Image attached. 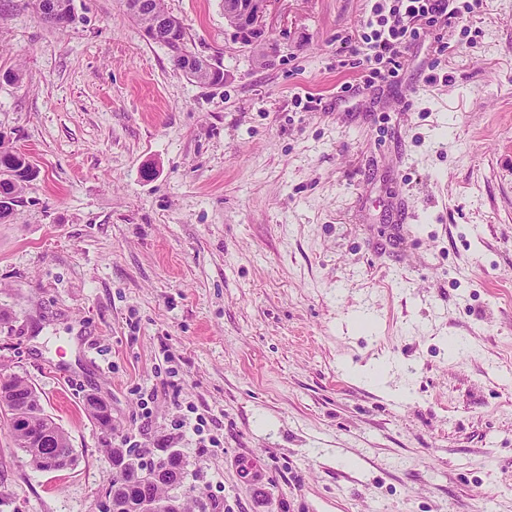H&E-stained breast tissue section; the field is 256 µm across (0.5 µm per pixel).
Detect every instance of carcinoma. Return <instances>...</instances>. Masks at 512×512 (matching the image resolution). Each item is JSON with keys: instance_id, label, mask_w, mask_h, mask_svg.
<instances>
[{"instance_id": "cac0c4a2", "label": "carcinoma", "mask_w": 512, "mask_h": 512, "mask_svg": "<svg viewBox=\"0 0 512 512\" xmlns=\"http://www.w3.org/2000/svg\"><path fill=\"white\" fill-rule=\"evenodd\" d=\"M52 7L55 21L52 25L64 27L73 21V0H34V7L42 20H47V7ZM127 9L135 19L147 30L161 19H172L173 15L164 11L161 0H126ZM177 38L181 39L176 45L164 38L158 42L169 48L174 65L182 70L188 60H198L200 56L193 52L186 39V30L177 26ZM190 78L204 85L224 83V73L221 66L212 63L198 65ZM36 175L35 167L27 162V157L21 153H14L11 160L0 159V219L8 216L11 210L14 195L24 189L26 183L33 180ZM13 387L26 399L22 411H17L12 404L0 405V415L10 424L17 448L28 457L31 465L38 471H43L45 456L53 455L73 466L76 463L74 449L70 445L68 435L44 413L41 397L37 390L18 377H12ZM49 435V443L38 446L31 437L42 432ZM113 465L116 467L112 485H121L118 495L124 502H134L143 498L166 499L171 492L181 490L183 512H207V503L192 496L194 485L192 474L185 471L186 463L178 452L168 451L166 455L158 458L159 467L166 469L167 477L157 481L144 483L134 478V458L128 450L120 447L111 449Z\"/></svg>"}]
</instances>
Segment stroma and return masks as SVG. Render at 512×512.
<instances>
[{
	"mask_svg": "<svg viewBox=\"0 0 512 512\" xmlns=\"http://www.w3.org/2000/svg\"><path fill=\"white\" fill-rule=\"evenodd\" d=\"M373 3L272 0L260 60L224 0H161L210 87L123 0H0V141L38 170L0 220V375L77 455L37 471L0 423V512H97L117 444L179 451L209 512H512V0L367 88ZM33 2L40 18L53 26L64 27L73 21V0H34ZM49 5L54 13V22L46 17V8Z\"/></svg>",
	"mask_w": 512,
	"mask_h": 512,
	"instance_id": "obj_1",
	"label": "stroma"
}]
</instances>
